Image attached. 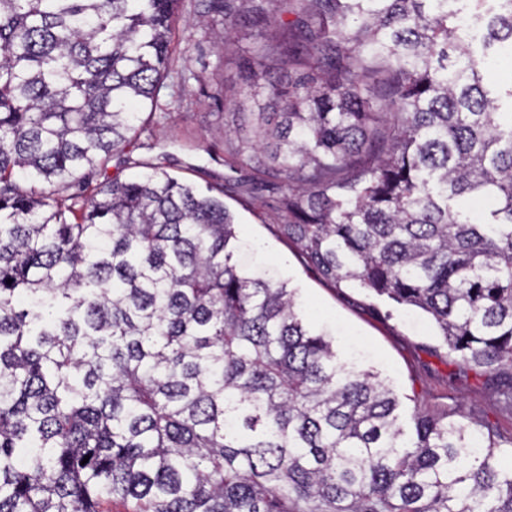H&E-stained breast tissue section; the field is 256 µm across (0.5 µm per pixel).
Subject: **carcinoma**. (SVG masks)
Listing matches in <instances>:
<instances>
[{
	"label": "carcinoma",
	"instance_id": "cac0c4a2",
	"mask_svg": "<svg viewBox=\"0 0 512 512\" xmlns=\"http://www.w3.org/2000/svg\"><path fill=\"white\" fill-rule=\"evenodd\" d=\"M179 3L0 0V512H512L493 432L402 417L240 266L224 198L143 161L59 203L154 113ZM201 5L252 52L236 191L324 280L512 372V86L482 76L512 0Z\"/></svg>",
	"mask_w": 512,
	"mask_h": 512
}]
</instances>
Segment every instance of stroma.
I'll list each match as a JSON object with an SVG mask.
<instances>
[{
    "mask_svg": "<svg viewBox=\"0 0 512 512\" xmlns=\"http://www.w3.org/2000/svg\"><path fill=\"white\" fill-rule=\"evenodd\" d=\"M199 9L198 0H181L172 30L173 60L157 109L130 151L111 159L107 175L128 177L136 173L137 162L149 160L201 190L225 188L224 204L237 218L236 244L243 262L286 283L303 309L317 311L315 329L334 338L341 359L378 372L404 408L418 401L433 409L455 407L473 423L512 436V404L501 393L500 379L453 360L425 319L365 289L322 280L281 235L280 213L233 193L234 183L253 173L230 166L224 97L243 86L248 56L225 60L211 28L201 23Z\"/></svg>",
    "mask_w": 512,
    "mask_h": 512,
    "instance_id": "1",
    "label": "stroma"
}]
</instances>
